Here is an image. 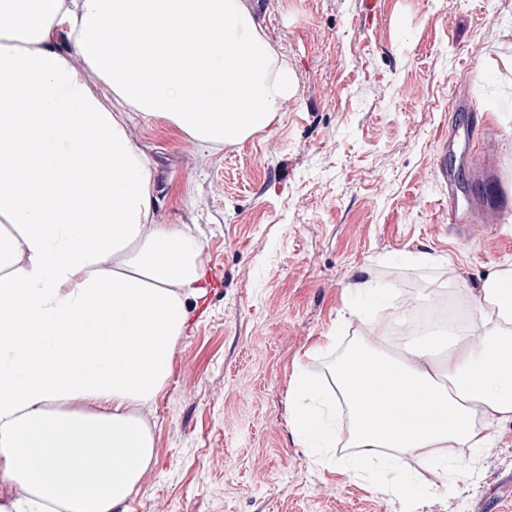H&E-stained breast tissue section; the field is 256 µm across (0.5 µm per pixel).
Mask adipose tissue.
Here are the masks:
<instances>
[{
  "label": "adipose tissue",
  "instance_id": "ef3b65f1",
  "mask_svg": "<svg viewBox=\"0 0 512 512\" xmlns=\"http://www.w3.org/2000/svg\"><path fill=\"white\" fill-rule=\"evenodd\" d=\"M295 90L248 0H0V484L29 494L11 512H116L131 497L154 457L138 411L204 293L200 244L152 222L150 166L104 98L219 148L270 128ZM505 281L511 269L466 290L467 325L439 355L386 352L402 319L385 289H364L350 314L373 343L330 365L327 388L301 375L288 393L303 446L351 449L337 467L400 499L424 494L400 457L461 475L512 420Z\"/></svg>",
  "mask_w": 512,
  "mask_h": 512
}]
</instances>
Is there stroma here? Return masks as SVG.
<instances>
[{"mask_svg": "<svg viewBox=\"0 0 512 512\" xmlns=\"http://www.w3.org/2000/svg\"><path fill=\"white\" fill-rule=\"evenodd\" d=\"M297 81L278 120L236 146L202 149L163 118L128 132L152 162L154 221L202 246L207 293L173 345V370L141 416L154 459L124 512H512V421L466 477L401 500L314 463L288 425L297 363L336 331L344 352L369 329L354 291L392 289L399 313L425 289L463 304L495 269H512V0H253ZM465 97L498 132L496 184L467 153L478 131ZM459 148L443 152L449 131ZM460 204L494 203L504 224L449 228L436 174Z\"/></svg>", "mask_w": 512, "mask_h": 512, "instance_id": "stroma-1", "label": "stroma"}]
</instances>
